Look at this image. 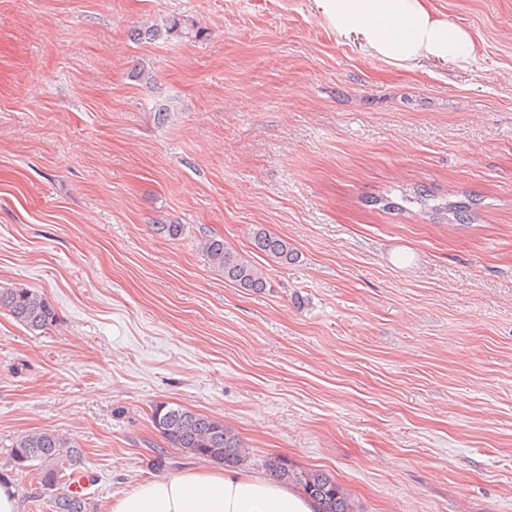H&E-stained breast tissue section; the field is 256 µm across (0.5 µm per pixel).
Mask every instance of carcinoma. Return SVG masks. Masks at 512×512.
Returning a JSON list of instances; mask_svg holds the SVG:
<instances>
[{
    "label": "carcinoma",
    "mask_w": 512,
    "mask_h": 512,
    "mask_svg": "<svg viewBox=\"0 0 512 512\" xmlns=\"http://www.w3.org/2000/svg\"><path fill=\"white\" fill-rule=\"evenodd\" d=\"M202 32L197 25L171 16L160 25L149 26L144 34L182 40L197 38ZM433 209L446 211L460 222L470 219L469 206L461 201L435 204ZM252 242L255 250L281 266L298 259V252L287 239L265 228L253 229ZM202 249L210 265L224 274L225 281L245 290L266 287L264 271L227 247L222 237L206 238ZM0 309L33 332L47 330L57 322V313L48 300L27 288H0ZM153 420L155 429L174 448L226 467H235L245 460L241 441L219 420L166 405L155 408ZM10 455L19 466L36 467L43 485L55 487L68 482L66 470L77 463L80 450L59 434L39 432L21 437L10 449ZM266 470L273 478L297 487L317 502L319 512H356L348 495L323 472L298 469L280 457L268 459ZM52 508L53 512H87L85 498L67 490L54 497Z\"/></svg>",
    "instance_id": "cac0c4a2"
}]
</instances>
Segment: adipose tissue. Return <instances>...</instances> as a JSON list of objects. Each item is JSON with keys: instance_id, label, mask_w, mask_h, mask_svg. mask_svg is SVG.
<instances>
[{"instance_id": "adipose-tissue-1", "label": "adipose tissue", "mask_w": 512, "mask_h": 512, "mask_svg": "<svg viewBox=\"0 0 512 512\" xmlns=\"http://www.w3.org/2000/svg\"><path fill=\"white\" fill-rule=\"evenodd\" d=\"M326 25L393 65L425 60L468 65L474 42L465 29L436 16L428 0H314ZM295 488L259 475L213 468L162 475L117 498L111 512H316Z\"/></svg>"}]
</instances>
